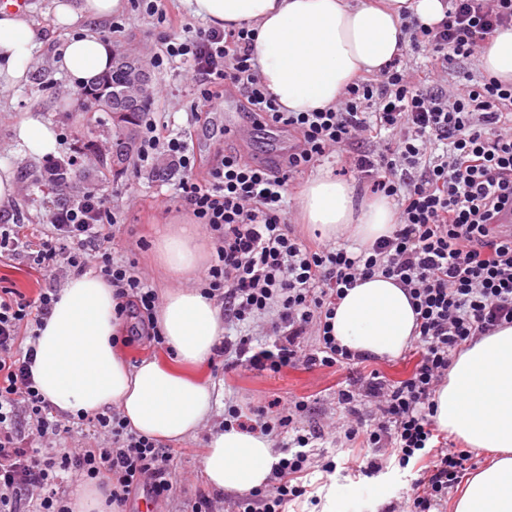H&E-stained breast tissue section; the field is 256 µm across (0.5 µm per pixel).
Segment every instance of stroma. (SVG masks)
Instances as JSON below:
<instances>
[{
  "mask_svg": "<svg viewBox=\"0 0 512 512\" xmlns=\"http://www.w3.org/2000/svg\"><path fill=\"white\" fill-rule=\"evenodd\" d=\"M51 0H29L26 14L39 29L42 38L36 49L28 81L20 86L0 90V161L12 166L18 187V195L8 212L0 213L1 224L24 225L26 233L42 236L46 233L45 207L55 191L42 174L45 161L21 153L16 141V128L26 118L35 117L49 123L59 139L58 159H73L74 177L67 188L75 195L84 188L97 186L109 205L123 210L125 222L120 240L114 251L115 257L130 258L137 262L148 284L157 293L178 286L179 281L159 269L154 261V229L157 226L177 222L187 212L179 206L170 210L150 209L141 206L142 198L155 193H168L172 183L149 172L134 168L121 174L102 172L94 158L82 151V144L93 138L108 144L107 130L111 121L104 113L87 112L83 109L81 90L55 65L58 49L66 42L69 33L52 26L49 15ZM120 24V31H113V24ZM96 29L122 53L137 52L152 58L158 51L156 20L143 9L128 5L118 21H102ZM152 109L157 118L174 119L184 123L193 99L187 90L192 81L191 73L174 65L164 69H152ZM226 111L213 115L208 126L199 129L193 145L197 156L206 158L224 145H232L254 162H261L285 148L288 135L274 127L256 129L246 124L243 103L239 95L233 94L225 100ZM232 120L244 126L243 138L225 142L224 122ZM0 278L13 284L26 295L32 296L39 289L63 287L66 274L62 271L37 274L29 269L27 254H20L0 263ZM199 374L213 381L221 393L220 406L216 408L212 425L224 422V409L228 405L239 406L249 411L259 401L279 398L285 401L304 399L308 409L301 418L307 429H324L326 439L321 448L315 449L313 462L303 478L308 487L307 494L288 506V512H321V488L336 491L338 512H392L399 500L402 488L417 479L419 468H400L395 455L381 451L383 469L374 477L346 474V467L358 463V451L353 444L337 438L334 424L339 417L336 404L338 388L349 378L346 369L285 368L278 373H258L243 367L225 371L223 358H214L202 367ZM208 440L207 431H199L187 439L170 443L176 456L177 490L164 501L141 502L132 498L123 512H190L192 501L201 495L213 501V512H227L231 496L209 488L202 477L201 462ZM333 459L338 468L335 472H323V459Z\"/></svg>",
  "mask_w": 512,
  "mask_h": 512,
  "instance_id": "35a3bbf8",
  "label": "stroma"
}]
</instances>
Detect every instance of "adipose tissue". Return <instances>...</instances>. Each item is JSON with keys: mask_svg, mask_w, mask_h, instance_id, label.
<instances>
[{"mask_svg": "<svg viewBox=\"0 0 512 512\" xmlns=\"http://www.w3.org/2000/svg\"><path fill=\"white\" fill-rule=\"evenodd\" d=\"M194 16L220 29L249 26L263 84L290 112L336 104L350 79L377 73L404 44L403 11L423 23L443 17L442 0H188ZM127 0H52L51 23L76 28L56 65L77 86L112 66V44L91 22L122 14ZM40 33L27 16L0 0V85L27 80ZM486 74L512 80V28L479 50ZM18 145L30 157L55 153L53 127L36 118L20 123ZM303 223L323 237L349 236L361 246L388 235L396 220L385 197L356 203L353 187L331 174L308 182L299 196ZM197 225L185 221L157 232L155 259L169 275L199 273L207 258ZM157 326L173 365L155 360L129 366L113 346L120 321L112 285L93 273L72 277L57 293L37 331L31 368L39 392L59 416L119 409L132 429L178 441L205 428L218 403L215 384L186 375L210 362L224 336L219 307L200 289H169ZM416 315L395 280L380 275L359 282L336 307L337 341L368 357L394 359L411 344ZM438 428L468 448L489 452V465L471 475L453 512H512V325L457 352L435 395ZM275 461L268 439L237 428L210 431L202 473L216 490L244 493L266 484Z\"/></svg>", "mask_w": 512, "mask_h": 512, "instance_id": "1", "label": "adipose tissue"}]
</instances>
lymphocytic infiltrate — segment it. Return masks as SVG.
<instances>
[{
  "label": "lymphocytic infiltrate",
  "instance_id": "f902f5d3",
  "mask_svg": "<svg viewBox=\"0 0 512 512\" xmlns=\"http://www.w3.org/2000/svg\"><path fill=\"white\" fill-rule=\"evenodd\" d=\"M173 0H141L164 31L154 67L178 63L193 77V121L237 91L248 116L287 127L296 136L273 166L222 151L199 171L189 127H170L144 112L137 157L140 167L175 176L173 197L150 207H185L215 245L200 276L202 291L224 311L225 321L251 326L271 314L268 347L248 335L225 341L227 369L240 366L277 373L289 366L344 369L364 362L334 335L336 305L361 279L380 274L398 280L417 315L416 357L409 376L390 381L370 373L340 386L344 411L336 427L349 442L373 448L362 475L381 470L376 454L391 449L400 467L427 466L407 491L405 512H436L446 503L472 460L471 451L449 447L438 432L435 394L459 347L512 324V231L497 215L512 207V83L484 76L448 93L434 73L413 74L394 58L376 76L361 75L340 102L311 112H284L264 87L248 27H211L181 33L172 24ZM512 27V0H447L443 19L431 26L414 15L403 28L412 48L441 67L474 56L498 30ZM394 138L385 150L372 143L381 132ZM355 147L350 168L371 193L390 198L396 222L372 247L353 252L326 240H308L288 222L287 187L325 154ZM124 222L95 189L57 200L50 209V238L32 243L18 224L0 229V257L27 251L31 268L50 271L67 261L74 274L93 272L112 285L119 318L138 321L124 344L161 343L154 330L159 297L136 261L117 260L112 245ZM56 291L26 296L0 285V512H69L60 474L100 481L111 503L124 505L139 492L154 500L176 490L175 457L156 439L132 430L120 411L80 417L93 432L110 435L111 446L80 447L62 454L33 448L26 436L56 434L52 406L42 398L30 368L33 349H21L24 330L40 325ZM376 410L372 421L363 406ZM307 409L302 400H273L252 409L254 423L279 437ZM318 431L297 433L263 487L236 496L232 512H287L306 494L300 476L310 464L307 449Z\"/></svg>",
  "mask_w": 512,
  "mask_h": 512
}]
</instances>
